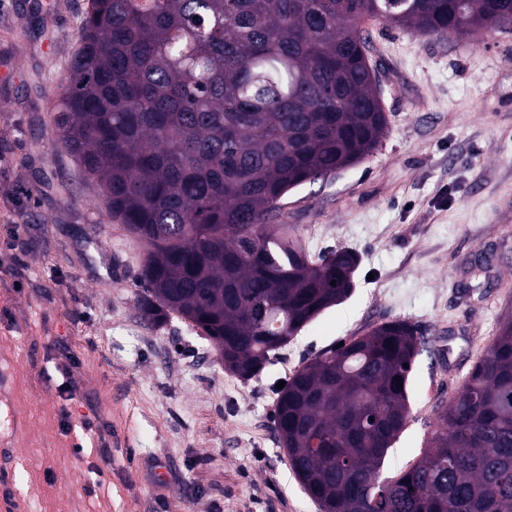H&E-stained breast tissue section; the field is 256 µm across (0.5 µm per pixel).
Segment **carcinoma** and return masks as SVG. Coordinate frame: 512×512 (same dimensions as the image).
<instances>
[{
	"instance_id": "1",
	"label": "carcinoma",
	"mask_w": 512,
	"mask_h": 512,
	"mask_svg": "<svg viewBox=\"0 0 512 512\" xmlns=\"http://www.w3.org/2000/svg\"><path fill=\"white\" fill-rule=\"evenodd\" d=\"M369 21L466 37L511 28L512 0L88 2L55 116L61 148L107 221L146 246L143 316L190 321L243 380L352 289L354 255L313 260L294 226L270 221L290 190L386 133ZM422 344L410 322H383L279 391L275 431L321 512H512V319L437 406L422 457L383 475Z\"/></svg>"
}]
</instances>
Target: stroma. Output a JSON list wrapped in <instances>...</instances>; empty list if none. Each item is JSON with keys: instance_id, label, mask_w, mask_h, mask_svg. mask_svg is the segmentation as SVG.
<instances>
[{"instance_id": "stroma-1", "label": "stroma", "mask_w": 512, "mask_h": 512, "mask_svg": "<svg viewBox=\"0 0 512 512\" xmlns=\"http://www.w3.org/2000/svg\"><path fill=\"white\" fill-rule=\"evenodd\" d=\"M87 3L0 0V512H320L275 432L277 384L395 319L426 344L383 472L413 465L437 404L512 317V31L369 24L387 133L274 218L311 258L357 253L354 288L244 381L188 320L143 318L144 244L105 223L56 145Z\"/></svg>"}]
</instances>
